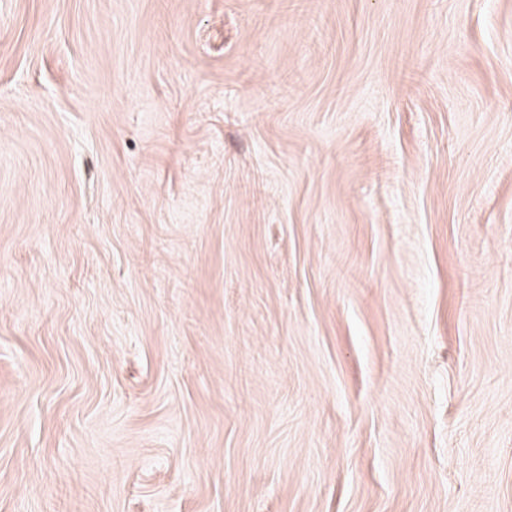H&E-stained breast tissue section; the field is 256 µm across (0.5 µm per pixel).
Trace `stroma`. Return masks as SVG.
I'll use <instances>...</instances> for the list:
<instances>
[{"label": "stroma", "mask_w": 512, "mask_h": 512, "mask_svg": "<svg viewBox=\"0 0 512 512\" xmlns=\"http://www.w3.org/2000/svg\"><path fill=\"white\" fill-rule=\"evenodd\" d=\"M0 512H512V0H0Z\"/></svg>", "instance_id": "1"}]
</instances>
